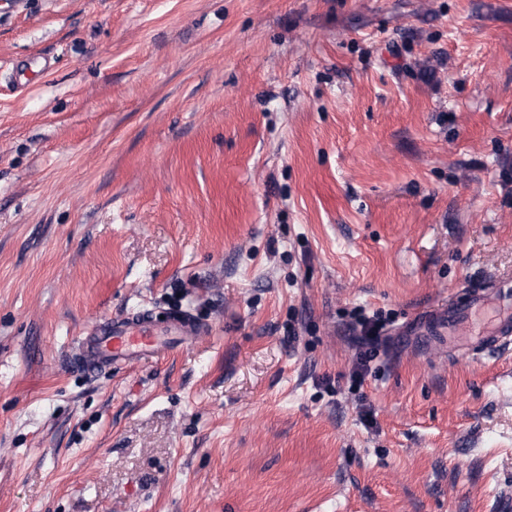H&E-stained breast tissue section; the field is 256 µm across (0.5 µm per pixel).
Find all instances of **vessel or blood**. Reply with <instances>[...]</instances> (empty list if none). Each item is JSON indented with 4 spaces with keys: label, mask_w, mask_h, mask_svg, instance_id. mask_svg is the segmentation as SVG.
<instances>
[{
    "label": "vessel or blood",
    "mask_w": 512,
    "mask_h": 512,
    "mask_svg": "<svg viewBox=\"0 0 512 512\" xmlns=\"http://www.w3.org/2000/svg\"><path fill=\"white\" fill-rule=\"evenodd\" d=\"M439 319L450 333L451 351L482 357L512 344V290L499 288L490 293L472 289L464 299L449 303ZM154 343L155 332L150 326L113 322L111 330L90 341L85 368L92 372L102 365L131 359L135 353L150 351Z\"/></svg>",
    "instance_id": "1"
}]
</instances>
